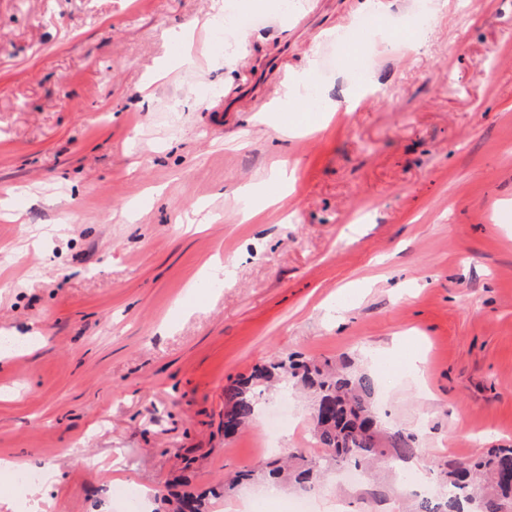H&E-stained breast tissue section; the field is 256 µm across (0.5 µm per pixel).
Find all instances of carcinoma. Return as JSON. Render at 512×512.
Segmentation results:
<instances>
[{"label":"carcinoma","instance_id":"obj_1","mask_svg":"<svg viewBox=\"0 0 512 512\" xmlns=\"http://www.w3.org/2000/svg\"><path fill=\"white\" fill-rule=\"evenodd\" d=\"M273 384L309 392L312 436L321 452L308 456L292 450L285 459L242 469L224 482L226 493L260 478L308 492L326 471L342 465L370 474L387 471L401 483L405 466L422 452L415 434L401 427L391 432L381 428L374 380L367 373L348 361L318 363L298 355L259 364L249 376L224 386V434H234L255 419L261 393ZM415 497L414 512H512V446L442 471L441 490L427 489ZM176 512H208L205 494L182 492Z\"/></svg>","mask_w":512,"mask_h":512}]
</instances>
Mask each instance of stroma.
<instances>
[{
	"mask_svg": "<svg viewBox=\"0 0 512 512\" xmlns=\"http://www.w3.org/2000/svg\"><path fill=\"white\" fill-rule=\"evenodd\" d=\"M361 2L0 0V336L33 339L0 359V512H122L121 484L171 512L175 482L314 453L296 391L261 397L298 423L276 444L224 433L225 385L295 353L369 373L428 481L512 445V0H429L417 52L386 42L417 0H384L374 98L325 69ZM299 73L321 112L285 101ZM46 465L52 490L13 480ZM295 500L250 483L212 512ZM305 502L405 510L344 470Z\"/></svg>",
	"mask_w": 512,
	"mask_h": 512,
	"instance_id": "stroma-1",
	"label": "stroma"
}]
</instances>
